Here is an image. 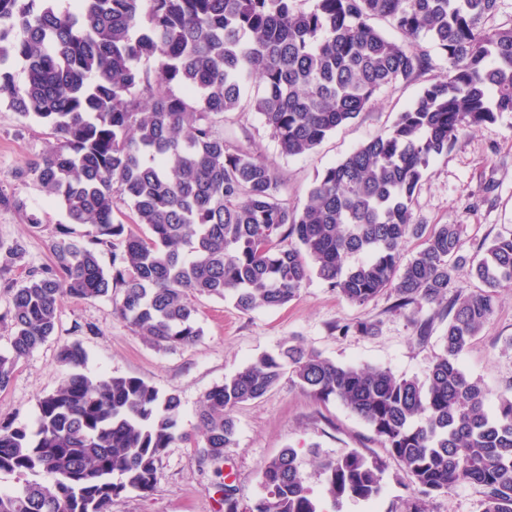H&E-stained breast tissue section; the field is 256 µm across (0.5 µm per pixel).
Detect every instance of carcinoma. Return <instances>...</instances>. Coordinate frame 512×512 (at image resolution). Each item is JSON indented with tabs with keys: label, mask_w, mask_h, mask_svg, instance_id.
Returning <instances> with one entry per match:
<instances>
[{
	"label": "carcinoma",
	"mask_w": 512,
	"mask_h": 512,
	"mask_svg": "<svg viewBox=\"0 0 512 512\" xmlns=\"http://www.w3.org/2000/svg\"><path fill=\"white\" fill-rule=\"evenodd\" d=\"M0 0V103L48 126L55 142L21 171L65 212L49 241L52 264L12 289L9 346L0 390L18 361L55 332L69 295L112 299L113 313L159 350L203 336L196 300L231 296L242 312L287 304L317 277L364 305L389 290L396 307L442 304L443 349L422 377L338 364L283 343L202 397L197 429L181 430V400L136 377L90 376L86 352L64 347L71 373L39 399L34 425L0 419V472L20 485L0 491V512H112L132 490L149 493L166 449L192 444L213 469L224 512H237L224 483L235 443L233 411L275 388L284 374L364 421L400 462L415 496L406 512L456 485L481 487L482 512H512V396L490 412L488 389L459 358L512 286V228L481 256L461 254L460 225L425 232L415 194L431 162L458 138L512 112V26L490 29L499 0ZM400 35L387 37L371 20ZM447 64L384 133L317 177L302 208L288 206L274 166L224 138V114L247 106L295 157L357 119L375 94ZM154 70H141V61ZM22 65L24 79L10 68ZM130 223L115 218L117 200ZM0 206L26 214L23 201ZM86 230L77 232L75 226ZM426 236L409 259L405 244ZM112 253L109 266L101 252ZM24 257L16 242L0 271ZM468 263L481 287L453 294ZM333 330L373 333L367 322ZM386 461L352 450L323 462L336 503L371 501ZM265 496L250 512H320L288 448L261 470Z\"/></svg>",
	"instance_id": "cac0c4a2"
}]
</instances>
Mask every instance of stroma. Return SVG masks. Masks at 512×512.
<instances>
[{"label":"stroma","instance_id":"obj_1","mask_svg":"<svg viewBox=\"0 0 512 512\" xmlns=\"http://www.w3.org/2000/svg\"><path fill=\"white\" fill-rule=\"evenodd\" d=\"M431 73L425 71L410 82L382 88L356 120L300 156H283L253 112L227 114L224 132L273 162L285 185L284 199L299 207L316 176L360 143L385 132L398 113L412 104ZM50 139L48 128L0 105V192L22 199L41 219L40 227L34 228L23 213L0 207V246L18 242L25 248L21 262L0 272V350L8 346L10 328L1 316L10 306L13 288L30 270L49 263L53 228L66 221L60 206L49 201L32 178L21 174L22 168L46 150ZM414 215L429 228L460 225L462 253L468 257L503 228L512 227V113H503L496 122L461 137L447 155L431 163L415 196ZM395 302V295L386 291L356 306L317 278L279 308L243 312L232 299L203 298L198 302L201 340L189 347L160 351L114 314L110 300L66 296L54 334L18 363L9 386L0 391V416L34 424L38 399L55 390L68 373L59 362V352L72 343L85 349L88 374L138 377L178 395L181 427L186 431L193 429L206 391L284 342L302 344L339 364H369L398 376L424 377L441 349L448 321L436 316L435 306L426 305L414 313L395 309ZM415 315L432 318L428 339L417 336L411 322ZM358 321L374 324V334L342 336L330 330L337 322ZM459 364L468 376L486 384L487 403L496 407L500 394L512 386V286L498 290L493 317L474 337ZM234 417L236 443L224 453L223 479L236 489L239 512H249L264 495V462L287 448L296 450L323 512H405L413 486L402 466L389 458L373 431L337 400H318L284 378L262 398L238 407ZM351 450L386 460L382 494L372 502L346 499L336 507L325 493L320 464ZM215 481L211 468L199 464L194 448L178 444L163 455L154 491L122 494L113 512H222Z\"/></svg>","mask_w":512,"mask_h":512}]
</instances>
